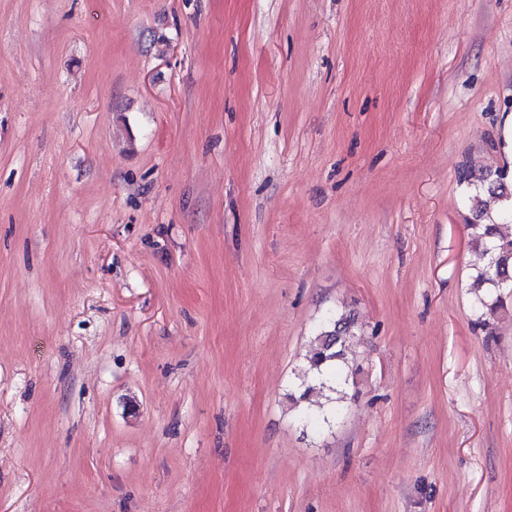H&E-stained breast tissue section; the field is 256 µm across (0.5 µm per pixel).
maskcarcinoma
I'll list each match as a JSON object with an SVG mask.
<instances>
[{
    "mask_svg": "<svg viewBox=\"0 0 512 512\" xmlns=\"http://www.w3.org/2000/svg\"><path fill=\"white\" fill-rule=\"evenodd\" d=\"M474 183L475 195L471 197L474 207L484 203L481 195L486 194L503 204L499 222L467 225L470 244L478 252L483 264L474 276L476 289L474 304V325L485 332L494 334L495 322L509 315L507 300L512 297V178L504 169H486L479 176L472 173L463 175L462 180ZM356 336L354 321L344 314L327 313L318 324L305 355L306 365L299 375L303 391L298 401H307L309 406L302 410L306 421L322 416L321 409L312 406L314 398L325 396L326 400L341 405L346 392L326 384V375L338 378L348 367L347 351Z\"/></svg>",
    "mask_w": 512,
    "mask_h": 512,
    "instance_id": "cac0c4a2",
    "label": "carcinoma"
}]
</instances>
